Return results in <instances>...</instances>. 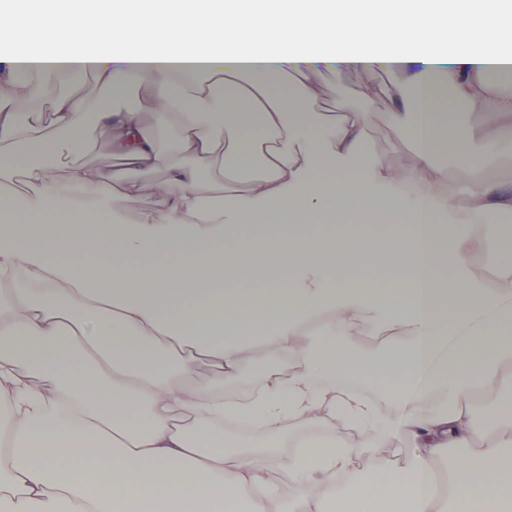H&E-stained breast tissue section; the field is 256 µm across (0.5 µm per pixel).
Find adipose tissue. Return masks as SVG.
<instances>
[{
    "label": "adipose tissue",
    "instance_id": "1",
    "mask_svg": "<svg viewBox=\"0 0 512 512\" xmlns=\"http://www.w3.org/2000/svg\"><path fill=\"white\" fill-rule=\"evenodd\" d=\"M41 2L0 13L1 44L64 21L61 47L0 54V512H276L280 466L303 490L288 512H512V261L487 226L512 214V185L485 174L512 146L499 52L512 15L477 0ZM324 69L355 79L337 117L315 108ZM87 75L101 96L75 90ZM131 89L137 105L118 110ZM48 98L61 148L31 121ZM386 99L411 165L366 143ZM452 101L483 119L453 155L461 184L433 161ZM92 114L114 115L122 170L85 158ZM167 133L178 159L152 184L162 205L126 221L106 203L139 200L130 174ZM211 168L223 186L201 180ZM369 223L392 233L361 234ZM477 255L497 261L498 289L471 279ZM359 267L385 287L352 285ZM365 332L397 343L366 362ZM269 354L294 362L288 380L225 396ZM480 390L503 419L483 435ZM240 418L261 439L292 422L327 438L282 460L226 443ZM340 423L367 444L406 433L424 453L357 469Z\"/></svg>",
    "mask_w": 512,
    "mask_h": 512
}]
</instances>
